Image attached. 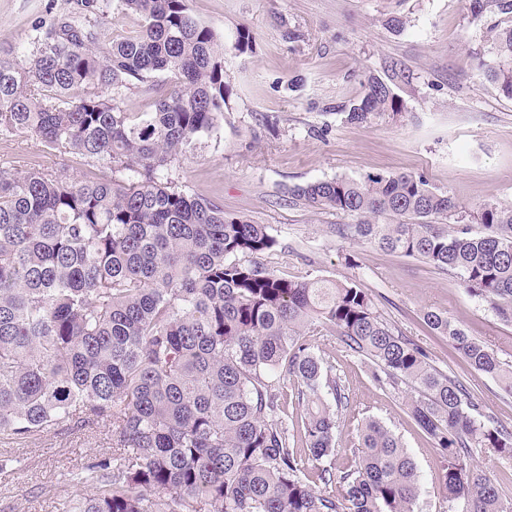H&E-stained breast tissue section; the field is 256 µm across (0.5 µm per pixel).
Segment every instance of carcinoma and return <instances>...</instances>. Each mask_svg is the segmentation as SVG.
Masks as SVG:
<instances>
[{"label":"carcinoma","mask_w":512,"mask_h":512,"mask_svg":"<svg viewBox=\"0 0 512 512\" xmlns=\"http://www.w3.org/2000/svg\"><path fill=\"white\" fill-rule=\"evenodd\" d=\"M470 2L477 16L490 2L512 13V0ZM83 7L30 54L0 52V135L25 130L53 153L113 173L0 169V440L64 421L112 428V454L68 481L92 492L60 496L57 512H415L417 466L381 421H357L349 467L336 469L348 397L311 343L323 327L371 361L375 382L419 389L411 414L440 451L449 508L507 512L469 448L512 457L511 428L395 333L366 290L274 275L262 263L276 246L267 225L164 181L224 116V57L211 29L186 0ZM112 14L136 16L138 28L99 48L96 25ZM496 50L485 76L512 99V28ZM155 73L168 80L155 85L154 109L124 110L131 81ZM398 79L407 76L395 64L386 78H368L347 120L404 112ZM288 196L355 216L342 235L456 272L512 323V206L466 208L407 173L318 180ZM465 219L484 231L458 225ZM424 319L512 393V365L492 348L439 312ZM283 377L296 390L298 451L281 418Z\"/></svg>","instance_id":"cac0c4a2"}]
</instances>
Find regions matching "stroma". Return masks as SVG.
Segmentation results:
<instances>
[{
  "instance_id": "stroma-1",
  "label": "stroma",
  "mask_w": 512,
  "mask_h": 512,
  "mask_svg": "<svg viewBox=\"0 0 512 512\" xmlns=\"http://www.w3.org/2000/svg\"><path fill=\"white\" fill-rule=\"evenodd\" d=\"M211 28L224 54L228 108L220 128L169 166L172 187L205 198L225 214L264 224L277 245L263 258L288 278L352 281L371 295L381 318L423 347L430 363L462 382L480 410L512 427V394L475 373L448 341L424 322L427 311L448 315L512 365V323L470 293L458 274L380 250L339 234L355 216L316 211L289 201L288 190L345 176L410 173L460 205L512 206V99L484 77L498 62L499 30L512 14L488 7L474 15L469 0H187ZM77 0H0V49L22 55ZM403 28L391 26L393 18ZM252 44L237 50L238 31ZM409 71L396 92L398 119L347 121L344 108L370 76L390 61ZM0 166L92 174L83 156L50 154L25 131L0 136ZM313 344L350 396L351 421L336 445L352 447L354 419L382 421L411 453L420 472L418 512H448L433 440L410 412V384L378 385L370 362L347 352L326 329ZM106 428L63 423L25 443H0L17 459L0 471V512H55L69 473L111 453Z\"/></svg>"
}]
</instances>
